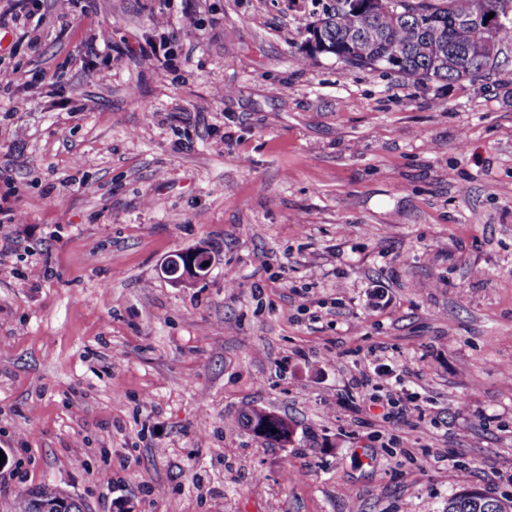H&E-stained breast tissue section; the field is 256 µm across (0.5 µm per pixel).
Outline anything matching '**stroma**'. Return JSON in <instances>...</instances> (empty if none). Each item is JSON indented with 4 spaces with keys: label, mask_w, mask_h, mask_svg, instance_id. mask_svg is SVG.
<instances>
[{
    "label": "stroma",
    "mask_w": 512,
    "mask_h": 512,
    "mask_svg": "<svg viewBox=\"0 0 512 512\" xmlns=\"http://www.w3.org/2000/svg\"><path fill=\"white\" fill-rule=\"evenodd\" d=\"M328 2L45 0L37 48L0 39V512L43 483L85 512L512 498V45L421 86L308 53ZM376 352L422 418L355 386ZM181 256L185 259L186 269L187 271H184L182 275V266L181 263L174 257H178L177 254H173L169 259L166 260L164 266H163V272L164 274L171 279V281L176 285H182L186 283H190L194 281L193 277H190L188 273L194 275L196 272L195 267V257L198 254L195 250H184L180 252ZM175 260L177 262V265L170 262L169 260ZM239 421L246 429L260 438L287 441L291 434L288 421L263 409H246L241 412ZM272 429H276V433H272Z\"/></svg>",
    "instance_id": "obj_1"
}]
</instances>
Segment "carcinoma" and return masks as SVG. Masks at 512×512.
I'll list each match as a JSON object with an SVG mask.
<instances>
[{
  "instance_id": "1",
  "label": "carcinoma",
  "mask_w": 512,
  "mask_h": 512,
  "mask_svg": "<svg viewBox=\"0 0 512 512\" xmlns=\"http://www.w3.org/2000/svg\"><path fill=\"white\" fill-rule=\"evenodd\" d=\"M501 0H431L436 22L426 25L412 12H383L367 19L353 12L324 9L320 19L328 54L372 63L391 49L400 53L403 75L425 84L434 81H462L475 74L460 71L462 54L471 52L477 65L492 62L499 67L501 45L512 43V19L499 28L494 38L477 23V17L496 10ZM240 423L255 436L288 440L291 427L285 419L263 409L241 412ZM493 496L461 486L449 497L444 512H480ZM67 512H85L84 504L62 495L49 484L23 487L14 498L13 512H51L60 503Z\"/></svg>"
}]
</instances>
